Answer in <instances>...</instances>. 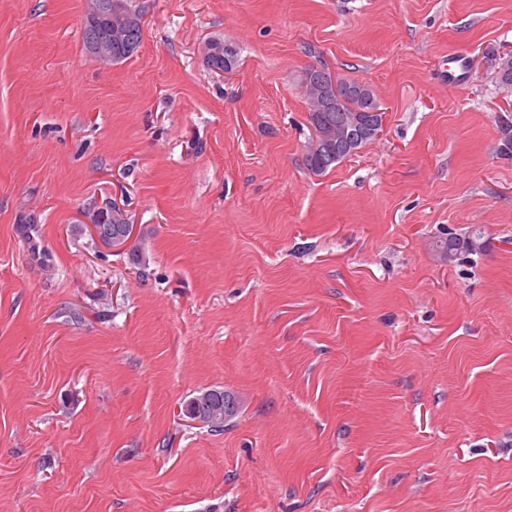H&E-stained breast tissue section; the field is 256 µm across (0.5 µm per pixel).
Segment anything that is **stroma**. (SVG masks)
<instances>
[{"instance_id": "stroma-1", "label": "stroma", "mask_w": 512, "mask_h": 512, "mask_svg": "<svg viewBox=\"0 0 512 512\" xmlns=\"http://www.w3.org/2000/svg\"><path fill=\"white\" fill-rule=\"evenodd\" d=\"M135 4L103 65L89 0H0V512H512V0ZM319 64L385 115L317 176ZM120 38L118 28L111 31L110 37L105 40H97L91 46L90 54L100 60L112 63H119L130 58L139 48L142 41V29L135 28L129 31L127 35V43L120 46L112 44ZM231 57H224V40L221 39H212L208 42L206 47V60L207 64H210L212 67L223 70V71H232L236 69L238 66V51L234 47V59L235 66L232 69L224 68V65H231ZM483 233L479 228H472L468 234L458 235L453 232H441L435 239V248L438 252L444 254L448 258V252L454 255L458 254L449 261L461 259L468 255H474L480 253L484 248ZM483 243H481V242ZM213 395L206 392L200 398V411L198 419L192 420L194 423L209 426L210 428L221 429L219 426H211L214 422H224L235 415L237 406L232 403H224L223 399L220 403L213 402Z\"/></svg>"}]
</instances>
